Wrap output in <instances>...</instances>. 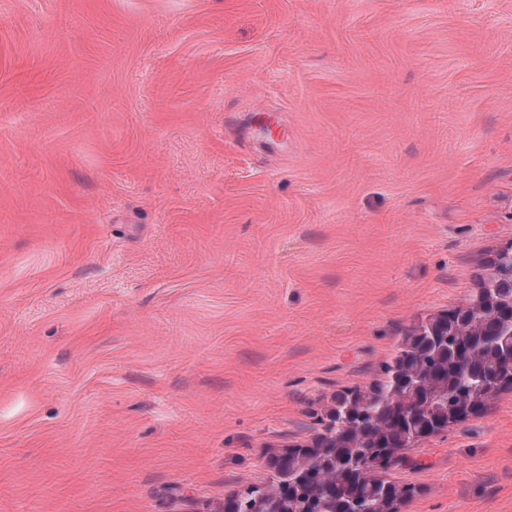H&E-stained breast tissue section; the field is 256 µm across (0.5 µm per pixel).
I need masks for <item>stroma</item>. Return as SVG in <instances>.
Returning <instances> with one entry per match:
<instances>
[{"label": "stroma", "mask_w": 512, "mask_h": 512, "mask_svg": "<svg viewBox=\"0 0 512 512\" xmlns=\"http://www.w3.org/2000/svg\"><path fill=\"white\" fill-rule=\"evenodd\" d=\"M512 245V0H0V512H224ZM386 477L512 512V390Z\"/></svg>", "instance_id": "35a3bbf8"}]
</instances>
